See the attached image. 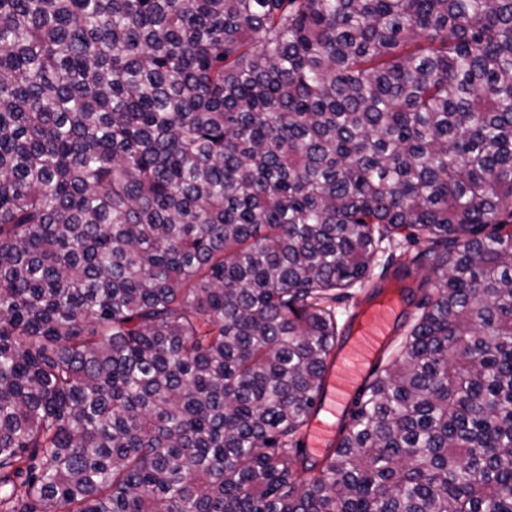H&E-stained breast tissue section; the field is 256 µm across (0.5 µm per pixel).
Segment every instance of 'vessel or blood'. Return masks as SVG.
<instances>
[{
    "label": "vessel or blood",
    "instance_id": "1",
    "mask_svg": "<svg viewBox=\"0 0 512 512\" xmlns=\"http://www.w3.org/2000/svg\"><path fill=\"white\" fill-rule=\"evenodd\" d=\"M400 316L394 302L359 311L349 336L332 359L322 399L308 424L304 438L308 452L321 454L334 445L341 416L394 335Z\"/></svg>",
    "mask_w": 512,
    "mask_h": 512
}]
</instances>
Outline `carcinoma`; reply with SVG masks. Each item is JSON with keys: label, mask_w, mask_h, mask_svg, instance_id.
<instances>
[{"label": "carcinoma", "mask_w": 512, "mask_h": 512, "mask_svg": "<svg viewBox=\"0 0 512 512\" xmlns=\"http://www.w3.org/2000/svg\"><path fill=\"white\" fill-rule=\"evenodd\" d=\"M0 512H512V0H0ZM377 297L361 306L350 336L336 351L329 366L322 399L304 438V446L312 454H322L334 445L341 416L395 333L401 316L396 302H380L365 310L366 305ZM398 338L396 333L389 348L382 353V368Z\"/></svg>", "instance_id": "obj_1"}]
</instances>
